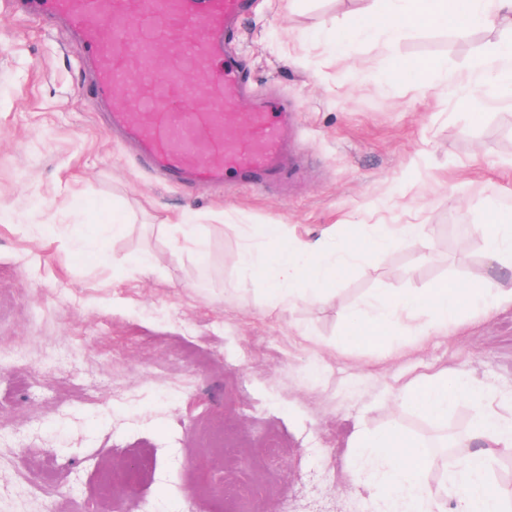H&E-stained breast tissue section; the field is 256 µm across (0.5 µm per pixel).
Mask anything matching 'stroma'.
<instances>
[{
  "label": "stroma",
  "instance_id": "1",
  "mask_svg": "<svg viewBox=\"0 0 512 512\" xmlns=\"http://www.w3.org/2000/svg\"><path fill=\"white\" fill-rule=\"evenodd\" d=\"M369 5L254 0L231 38L255 95L298 114L305 173L279 195L149 170L105 133L72 34L0 0V512H232L230 480L251 512H373L349 472L355 435L396 426L421 442L474 420L466 403L439 421L416 411L412 379L463 373L512 422L511 304L431 336L337 342L343 316L378 293L478 282L484 211L512 207V96L475 117L443 91L444 73L466 78L501 31L424 27L337 57L320 30L352 35ZM427 59L441 71L426 88L396 71ZM116 211L127 227L103 257L66 250L63 237ZM186 212L206 259L171 251L168 226ZM266 224L302 240L424 231L360 258L328 297L278 304L241 288L232 261ZM143 252L152 272L131 262ZM143 455L144 477L111 484Z\"/></svg>",
  "mask_w": 512,
  "mask_h": 512
}]
</instances>
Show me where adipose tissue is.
I'll return each instance as SVG.
<instances>
[{"instance_id":"1","label":"adipose tissue","mask_w":512,"mask_h":512,"mask_svg":"<svg viewBox=\"0 0 512 512\" xmlns=\"http://www.w3.org/2000/svg\"><path fill=\"white\" fill-rule=\"evenodd\" d=\"M445 24L461 34L484 27L512 29V0H376L354 37L380 36L389 45L410 29ZM470 77L490 91L511 92L512 39L477 57ZM484 227L489 272L481 281L466 287L448 281L423 290L379 294L346 319L341 343L383 342L399 328L429 336L446 329L463 309L489 313L512 303V215L491 209ZM422 231L419 224H396L386 230L373 227L360 236L345 235L328 244L301 241L290 237L286 225L268 224L260 231L262 252L244 248L235 262L243 287L264 288L285 303L305 295L309 285L339 279L362 255L385 252L395 241L416 238ZM408 392L415 409L436 419L460 402L476 410L470 436L462 442L470 455L454 478L455 512H512V505L487 484L497 456L512 451V423L498 413L494 398L465 376L445 372L415 378ZM428 459V449L390 427L357 438L350 470L354 479L364 480L371 489L376 512H442L439 495L423 477Z\"/></svg>"}]
</instances>
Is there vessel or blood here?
I'll return each mask as SVG.
<instances>
[{
    "mask_svg": "<svg viewBox=\"0 0 512 512\" xmlns=\"http://www.w3.org/2000/svg\"><path fill=\"white\" fill-rule=\"evenodd\" d=\"M250 7L251 0H27L25 12L48 25L65 20L80 35L98 97L127 86L129 102L113 111L112 126L138 144L149 168L177 183L216 185L233 175L260 187L294 168L304 145L286 100L254 98L241 109L252 89L225 43ZM104 25L112 28L108 44L98 38ZM185 70L203 83L185 85Z\"/></svg>",
    "mask_w": 512,
    "mask_h": 512,
    "instance_id": "obj_1",
    "label": "vessel or blood"
}]
</instances>
